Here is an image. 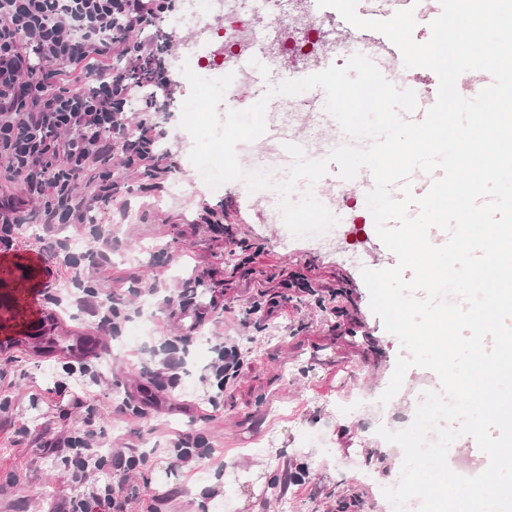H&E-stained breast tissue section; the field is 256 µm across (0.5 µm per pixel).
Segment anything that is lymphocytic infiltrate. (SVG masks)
<instances>
[{
    "instance_id": "lymphocytic-infiltrate-1",
    "label": "lymphocytic infiltrate",
    "mask_w": 512,
    "mask_h": 512,
    "mask_svg": "<svg viewBox=\"0 0 512 512\" xmlns=\"http://www.w3.org/2000/svg\"><path fill=\"white\" fill-rule=\"evenodd\" d=\"M172 2L0 0V179L17 183L35 201L41 223L81 224L88 203L117 198L122 185L102 168L103 157L161 172L163 134L147 114L171 92L159 55L175 36L159 41L147 32ZM135 100L145 117L131 130L119 118ZM82 187L90 197L79 195ZM243 367L240 348L222 342L202 378L224 390ZM98 438L89 421L78 437L56 442L77 447L67 467L84 486L67 512H126L125 497L111 483L89 485L86 475L132 469L140 460L99 456Z\"/></svg>"
}]
</instances>
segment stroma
<instances>
[{"label":"stroma","mask_w":512,"mask_h":512,"mask_svg":"<svg viewBox=\"0 0 512 512\" xmlns=\"http://www.w3.org/2000/svg\"><path fill=\"white\" fill-rule=\"evenodd\" d=\"M198 39L180 30L163 56L176 84L154 120L174 168L125 178L118 201L92 210L104 237L84 241L99 266L82 268V275L103 293H123L126 319L148 310L145 341L116 350L117 336L101 329L93 305L73 289L71 270L48 253L71 228L49 234L30 220L8 254L16 279L0 287V512H60L77 494L61 463L66 449L48 440L82 427L80 396L97 409L104 453L148 457L125 474L90 475L119 488L129 512H196L197 486L207 490L208 512H282L285 501L292 512H391L382 490L397 485L403 451L377 429L406 428L422 391L439 385L432 371L414 367L398 394L379 402L401 349L371 311L361 270L391 267L396 258L371 214L336 211L340 224L361 228L362 260L355 263L344 251H321L289 235L273 217L275 188L252 193L232 181L215 195L196 181L193 141L179 130L190 85L176 61ZM234 243L257 252L253 266H239ZM292 275L334 290L337 312L282 288ZM261 291L281 303L264 327L246 312ZM204 336L233 340L250 356L217 410L207 402L212 387L184 386L213 358L198 350ZM185 431L201 436L213 459L176 463L169 449ZM311 432L326 435L329 447L310 444ZM254 465L266 477L255 498L240 480ZM222 470L231 482L223 492L209 486ZM286 471L297 478L275 497L273 484ZM241 493L249 502L240 510L234 501Z\"/></svg>","instance_id":"stroma-1"}]
</instances>
